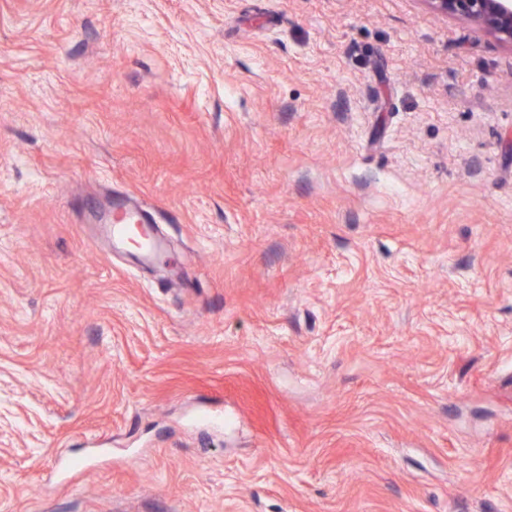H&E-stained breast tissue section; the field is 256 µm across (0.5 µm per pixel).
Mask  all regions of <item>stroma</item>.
<instances>
[{
    "label": "stroma",
    "instance_id": "stroma-1",
    "mask_svg": "<svg viewBox=\"0 0 512 512\" xmlns=\"http://www.w3.org/2000/svg\"><path fill=\"white\" fill-rule=\"evenodd\" d=\"M115 193L174 264L86 223ZM0 512H512V45L0 0Z\"/></svg>",
    "mask_w": 512,
    "mask_h": 512
}]
</instances>
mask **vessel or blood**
I'll use <instances>...</instances> for the list:
<instances>
[{
	"label": "vessel or blood",
	"mask_w": 512,
	"mask_h": 512,
	"mask_svg": "<svg viewBox=\"0 0 512 512\" xmlns=\"http://www.w3.org/2000/svg\"><path fill=\"white\" fill-rule=\"evenodd\" d=\"M92 222L104 225L113 241L121 245L136 243L137 252L146 262L161 261L164 247L151 232L152 218L141 205L116 199L109 206L98 207L89 214Z\"/></svg>",
	"instance_id": "obj_1"
}]
</instances>
